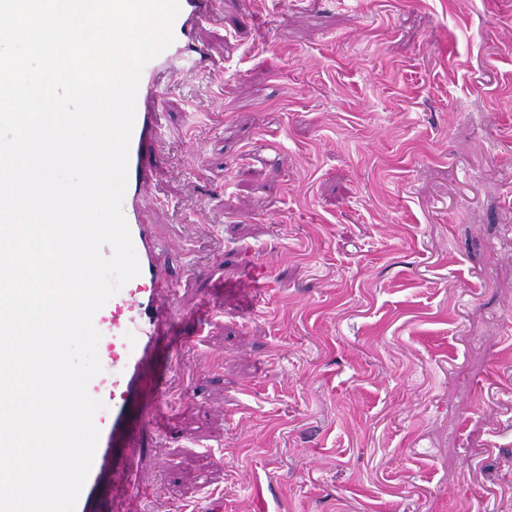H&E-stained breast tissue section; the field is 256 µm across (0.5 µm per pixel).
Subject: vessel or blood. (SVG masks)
I'll return each mask as SVG.
<instances>
[{"instance_id":"obj_1","label":"vessel or blood","mask_w":512,"mask_h":512,"mask_svg":"<svg viewBox=\"0 0 512 512\" xmlns=\"http://www.w3.org/2000/svg\"><path fill=\"white\" fill-rule=\"evenodd\" d=\"M179 5L172 25L174 42L144 66L139 80L122 210L141 272L93 318L100 334L102 371L90 381L88 391L103 408L95 417L99 442L75 512H99L105 495L119 491L133 496L141 490L138 438L168 414L166 394L148 388L149 363L161 338L188 312L179 302V289L158 262L159 253L172 242L142 223L139 196L160 161L155 146L164 135V76L184 69L208 74L206 55L194 43L192 32L219 13L221 0H179Z\"/></svg>"}]
</instances>
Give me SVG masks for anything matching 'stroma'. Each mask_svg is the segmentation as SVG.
I'll return each instance as SVG.
<instances>
[{"label": "stroma", "mask_w": 512, "mask_h": 512, "mask_svg": "<svg viewBox=\"0 0 512 512\" xmlns=\"http://www.w3.org/2000/svg\"><path fill=\"white\" fill-rule=\"evenodd\" d=\"M223 2L142 196L200 317L123 512H512V0Z\"/></svg>", "instance_id": "obj_1"}]
</instances>
